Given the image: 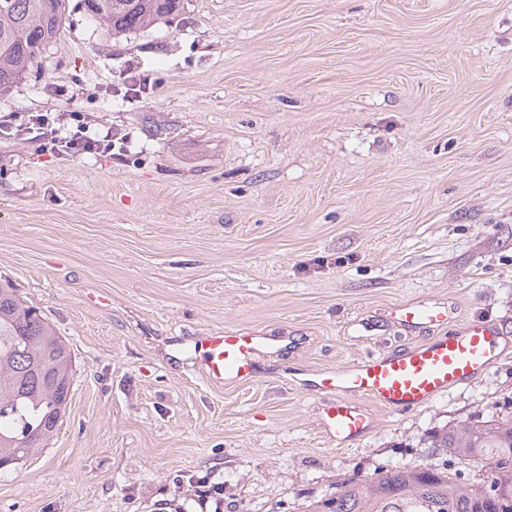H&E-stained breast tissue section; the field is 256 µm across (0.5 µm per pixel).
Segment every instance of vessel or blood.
I'll return each mask as SVG.
<instances>
[{
	"label": "vessel or blood",
	"instance_id": "obj_1",
	"mask_svg": "<svg viewBox=\"0 0 512 512\" xmlns=\"http://www.w3.org/2000/svg\"><path fill=\"white\" fill-rule=\"evenodd\" d=\"M396 321L411 329H437L452 319L451 309L436 304H402ZM264 337L234 330L196 339L189 348L208 378L249 381L253 356L266 345ZM505 344L497 326L483 320L463 323L444 336L371 355L327 372L319 381L325 396L328 426L337 442L364 436L369 422L358 398L388 409H411L432 403L451 390L474 384L502 356Z\"/></svg>",
	"mask_w": 512,
	"mask_h": 512
}]
</instances>
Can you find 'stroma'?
Returning a JSON list of instances; mask_svg holds the SVG:
<instances>
[{"label":"stroma","instance_id":"1","mask_svg":"<svg viewBox=\"0 0 512 512\" xmlns=\"http://www.w3.org/2000/svg\"><path fill=\"white\" fill-rule=\"evenodd\" d=\"M155 73L119 94L129 64ZM83 113L126 149L42 147ZM0 278L71 349L44 452L0 512H302L344 477L441 467L432 436L512 413V348L414 410L364 408L343 444L315 381L420 341L403 303L512 341V0H181L106 35L70 0L60 43L0 94ZM270 337L251 380L209 381L195 337ZM393 314L396 321L410 329L430 330L447 325L453 312L436 304L412 303L397 306Z\"/></svg>","mask_w":512,"mask_h":512}]
</instances>
